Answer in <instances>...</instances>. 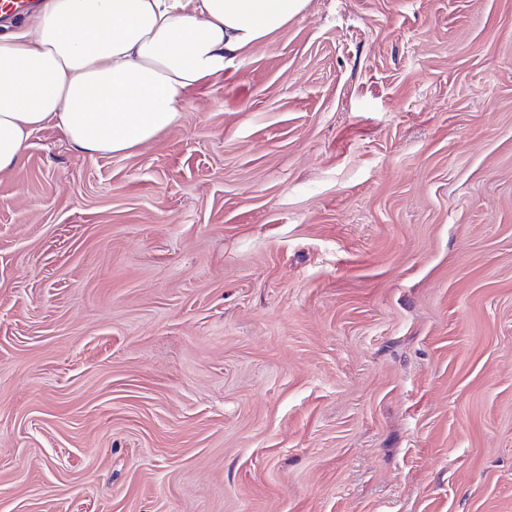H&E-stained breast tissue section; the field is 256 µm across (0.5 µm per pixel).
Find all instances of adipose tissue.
<instances>
[{
	"instance_id": "1",
	"label": "adipose tissue",
	"mask_w": 512,
	"mask_h": 512,
	"mask_svg": "<svg viewBox=\"0 0 512 512\" xmlns=\"http://www.w3.org/2000/svg\"><path fill=\"white\" fill-rule=\"evenodd\" d=\"M308 0H39L0 36V174L35 131L127 153L177 124L184 94L285 27Z\"/></svg>"
}]
</instances>
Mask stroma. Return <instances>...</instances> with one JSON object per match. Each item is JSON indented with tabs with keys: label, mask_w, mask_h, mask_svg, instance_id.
Wrapping results in <instances>:
<instances>
[{
	"label": "stroma",
	"mask_w": 512,
	"mask_h": 512,
	"mask_svg": "<svg viewBox=\"0 0 512 512\" xmlns=\"http://www.w3.org/2000/svg\"><path fill=\"white\" fill-rule=\"evenodd\" d=\"M0 512H512V0H309L131 153L35 131Z\"/></svg>",
	"instance_id": "stroma-1"
}]
</instances>
